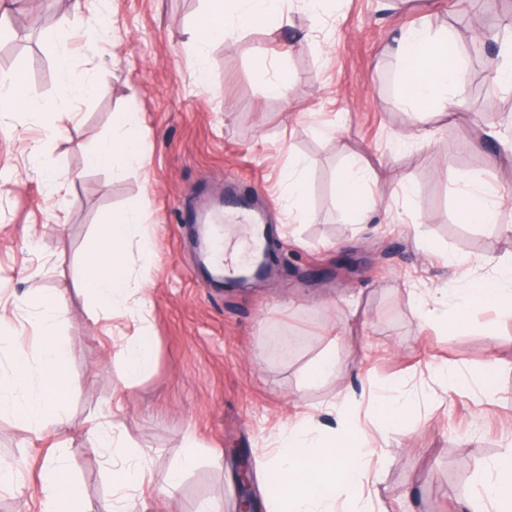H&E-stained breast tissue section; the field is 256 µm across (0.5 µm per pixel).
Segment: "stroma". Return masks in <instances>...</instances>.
I'll list each match as a JSON object with an SVG mask.
<instances>
[{"label":"stroma","instance_id":"35a3bbf8","mask_svg":"<svg viewBox=\"0 0 512 512\" xmlns=\"http://www.w3.org/2000/svg\"><path fill=\"white\" fill-rule=\"evenodd\" d=\"M471 0H328L336 26L327 43L305 41L312 19L288 0L287 25L240 33L230 47L197 50L188 32L209 0H51L42 32L0 68L23 71L30 96L48 101L56 58L66 46L92 96L61 113L0 117V365L41 339L28 297L62 298L59 332L73 378L61 425L37 432L0 415V512H40L43 466L62 454L68 477L91 504L111 493L109 460L142 454L143 490L131 512H197L207 500L238 512L241 456L251 463L256 512H269L261 482L264 453L302 413L320 432L336 425L334 404L348 400L368 443L386 455L369 487L375 512H474V474L512 446V312L489 305L466 332L431 327L415 317L409 290H447L463 283L444 264L468 259L476 274L512 262V160L487 171L470 149L484 123L512 144V88L494 71L498 50L471 56ZM97 31L94 41L69 26L74 12ZM447 29L461 51L468 96L461 117L429 115V141L411 139V108L398 95V64L385 45L410 27ZM59 41H46V33ZM297 41L292 53L283 45ZM288 88L278 93L277 74ZM131 115L143 165L115 175L92 158L112 133L113 116ZM40 145L67 178L50 190L29 161ZM306 156V222L288 221L280 181L291 153ZM373 175L366 190L380 210L351 223L335 195L352 158ZM403 177L407 189L387 179ZM487 183L501 200L495 224H468L457 213L461 174ZM235 202L262 213L276 255L271 274L224 288L200 270L198 214ZM146 212L141 270L130 247L128 267L147 281L146 324L95 308L82 290L84 262L101 224L115 210ZM155 353L153 368L129 375L121 353L140 329ZM330 353L356 361L316 383L308 365ZM402 387L415 401L404 425L372 419L373 394ZM112 423L118 444L98 448L100 425ZM196 466L168 492L169 471L188 443Z\"/></svg>","mask_w":512,"mask_h":512}]
</instances>
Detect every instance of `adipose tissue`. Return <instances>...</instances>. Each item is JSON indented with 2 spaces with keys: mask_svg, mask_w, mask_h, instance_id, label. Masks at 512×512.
I'll return each instance as SVG.
<instances>
[{
  "mask_svg": "<svg viewBox=\"0 0 512 512\" xmlns=\"http://www.w3.org/2000/svg\"><path fill=\"white\" fill-rule=\"evenodd\" d=\"M238 0H211L205 27L196 31L200 44L221 40L233 44L245 29L282 27L288 22L283 0H245V9L229 15V6ZM398 64L399 94L415 111L435 110L455 118L461 113L465 88L460 80L461 57L447 30L417 27L408 30L390 47ZM47 101L30 97L25 77L17 70H0V112L19 109H50ZM96 160L113 171L142 164L139 144L128 138L123 122H115L110 139L100 142ZM367 169L350 164L338 179V193L352 223L366 224L376 212L378 200L366 193ZM460 213L472 224L498 221V201L491 198L483 183L469 175L459 179ZM145 214L122 211L103 224L85 264L84 287L89 297L107 311H127L131 306L146 309L143 283L127 269L128 250L143 241ZM456 273L468 286L455 299L437 292L416 308L420 320L437 326L452 325L464 331L473 309L494 305L512 309V266L494 268L491 276L474 279L467 263L454 262ZM41 319L43 338L35 353L18 351L11 364L8 400H0V413L33 428L55 424L67 397L72 378L64 360L65 343L56 334L61 302L49 295L30 300ZM374 452L363 440L354 419H346L341 429L329 436L313 434L310 416H302L275 452L264 462V481L273 496L272 512H339L346 489L369 480ZM146 467L140 458H131L110 469L114 495L103 500L97 512H119L127 502L126 491L142 487ZM476 482L485 493L492 512H512V448L505 449L480 471ZM42 512H86L81 487L66 476L58 460H49L42 486Z\"/></svg>",
  "mask_w": 512,
  "mask_h": 512,
  "instance_id": "1",
  "label": "adipose tissue"
}]
</instances>
